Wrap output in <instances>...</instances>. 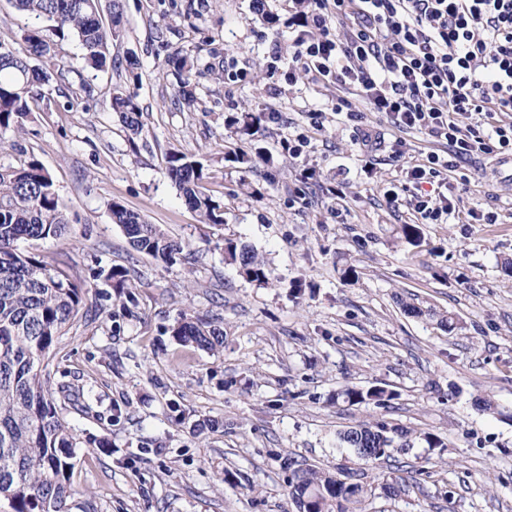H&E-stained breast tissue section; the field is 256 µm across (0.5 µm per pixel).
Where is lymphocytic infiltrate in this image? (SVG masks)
<instances>
[{
  "label": "lymphocytic infiltrate",
  "mask_w": 512,
  "mask_h": 512,
  "mask_svg": "<svg viewBox=\"0 0 512 512\" xmlns=\"http://www.w3.org/2000/svg\"><path fill=\"white\" fill-rule=\"evenodd\" d=\"M298 68L358 97L400 132L448 144L407 165L401 189L422 221L455 209L435 182L454 161L512 157V0H309L295 13Z\"/></svg>",
  "instance_id": "f902f5d3"
}]
</instances>
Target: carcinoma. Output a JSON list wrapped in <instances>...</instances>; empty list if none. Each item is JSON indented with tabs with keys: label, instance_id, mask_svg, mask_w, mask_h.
Instances as JSON below:
<instances>
[{
	"label": "carcinoma",
	"instance_id": "cac0c4a2",
	"mask_svg": "<svg viewBox=\"0 0 512 512\" xmlns=\"http://www.w3.org/2000/svg\"><path fill=\"white\" fill-rule=\"evenodd\" d=\"M14 7L51 23L59 38L75 37L81 45L82 67L108 71L115 67L112 53L125 28L120 0H109L108 20H103L102 0H12ZM176 79L173 102L190 112L198 102L191 83L197 61L174 53L166 60ZM55 44L40 29L24 36V47L0 41V131H24L25 122L41 110L42 97L34 86L61 72ZM112 110L125 128L137 134L142 111L136 94L117 92ZM225 125L248 135L259 133L258 118L250 113L226 118ZM166 173L185 204L205 224L224 223V210L204 187L200 162L184 152L166 156ZM68 205L54 181L33 154L16 166H0V499L12 512H68L71 497L69 473L75 448L81 441L64 419L40 368L66 327L78 314L85 284L70 278L63 268L52 267L19 249L24 240L62 236ZM112 222L123 230L131 247L167 265L183 254L186 244L170 238L159 226L118 202L108 205ZM225 262L236 267L248 282L266 284L272 272L255 250L243 243H224ZM112 288L134 301L127 269L113 266L107 273ZM183 346L212 350L224 342V332L206 318L185 317L172 329ZM396 394L381 386H347L336 398L352 405L385 408ZM340 445L350 448L364 464L388 458L410 447L407 432L384 420L363 421L339 433ZM288 496L299 512H352L365 487L337 474L287 459Z\"/></svg>",
	"mask_w": 512,
	"mask_h": 512
}]
</instances>
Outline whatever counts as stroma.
I'll list each match as a JSON object with an SVG mask.
<instances>
[{
	"mask_svg": "<svg viewBox=\"0 0 512 512\" xmlns=\"http://www.w3.org/2000/svg\"><path fill=\"white\" fill-rule=\"evenodd\" d=\"M128 21L114 48L134 54L137 74L78 67L77 39L58 40L72 71L42 86L47 110L23 133L0 137V164L37 156L68 204L58 238L23 252L66 267L87 286L85 303L56 346L51 389L69 385L63 411L85 443L70 473L69 512H296L290 458L362 481L357 512H512V179L496 158L461 161L447 174L457 214L420 226L383 189L403 165L445 146L396 134L378 112L361 125L336 111V85L297 73L289 23L295 0H121ZM199 58V104L171 103L173 52ZM221 68L223 79L210 75ZM136 93L143 129L131 134L111 107L114 90ZM279 120H268L270 111ZM262 119L255 136L233 135L232 114ZM407 153L392 155L395 139ZM301 155H293V146ZM263 148L250 169L234 153ZM195 154L204 186L224 208L202 223L166 174V154ZM120 202L192 254L172 267L135 252L113 224ZM493 212L471 224L469 212ZM251 245L272 270L250 283L224 261V242ZM128 269L134 302L96 278ZM356 271L344 277L346 268ZM422 316L404 312L403 303ZM453 315L459 330L438 326ZM217 317L224 343L183 347L169 334L182 315ZM395 392L389 408L338 400L344 386ZM489 399L496 413L479 411ZM214 431H198L205 419ZM382 418L411 435L394 458L364 465L338 432ZM445 445L431 448L424 434ZM404 491L387 498L392 477Z\"/></svg>",
	"mask_w": 512,
	"mask_h": 512,
	"instance_id": "1",
	"label": "stroma"
}]
</instances>
